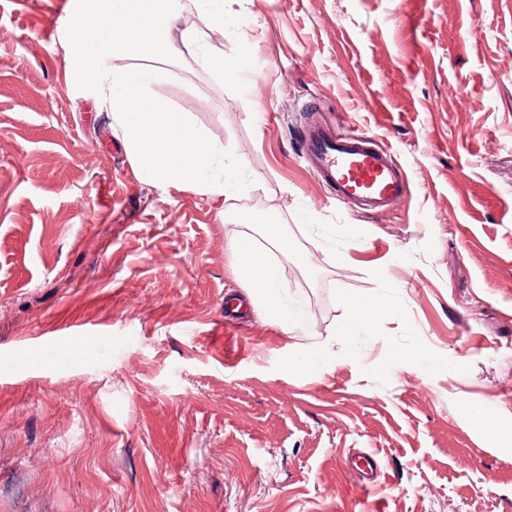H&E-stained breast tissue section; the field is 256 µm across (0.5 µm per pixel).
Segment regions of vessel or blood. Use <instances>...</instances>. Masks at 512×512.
<instances>
[{
    "mask_svg": "<svg viewBox=\"0 0 512 512\" xmlns=\"http://www.w3.org/2000/svg\"><path fill=\"white\" fill-rule=\"evenodd\" d=\"M303 138L314 176L345 207L383 211L405 195L407 180L397 158L366 133L312 123Z\"/></svg>",
    "mask_w": 512,
    "mask_h": 512,
    "instance_id": "b4317fda",
    "label": "vessel or blood"
}]
</instances>
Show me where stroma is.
<instances>
[{
	"instance_id": "35a3bbf8",
	"label": "stroma",
	"mask_w": 512,
	"mask_h": 512,
	"mask_svg": "<svg viewBox=\"0 0 512 512\" xmlns=\"http://www.w3.org/2000/svg\"><path fill=\"white\" fill-rule=\"evenodd\" d=\"M79 3L0 0V512H512V0H233L245 77L147 89L244 160L229 197L140 175L69 76ZM317 116L406 195L338 204ZM270 224L286 329L233 275ZM382 313V308L367 300H351L348 303V321L344 333L355 336L358 332L371 325Z\"/></svg>"
}]
</instances>
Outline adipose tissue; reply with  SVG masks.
Instances as JSON below:
<instances>
[{"label": "adipose tissue", "mask_w": 512, "mask_h": 512, "mask_svg": "<svg viewBox=\"0 0 512 512\" xmlns=\"http://www.w3.org/2000/svg\"><path fill=\"white\" fill-rule=\"evenodd\" d=\"M225 0H82L69 33L75 64L73 81L94 89L112 115L126 151L145 177L175 182L197 191L230 196L242 184V160H225L224 151L206 140L186 117L147 94L158 73L148 68L112 67V59L190 56L228 81L244 69L243 52L224 53L210 33L227 28ZM203 15L202 26L180 29L188 6ZM237 262L234 274L257 288L270 317L288 326L300 315L275 286L277 273L266 250L243 236L230 243Z\"/></svg>", "instance_id": "adipose-tissue-1"}]
</instances>
